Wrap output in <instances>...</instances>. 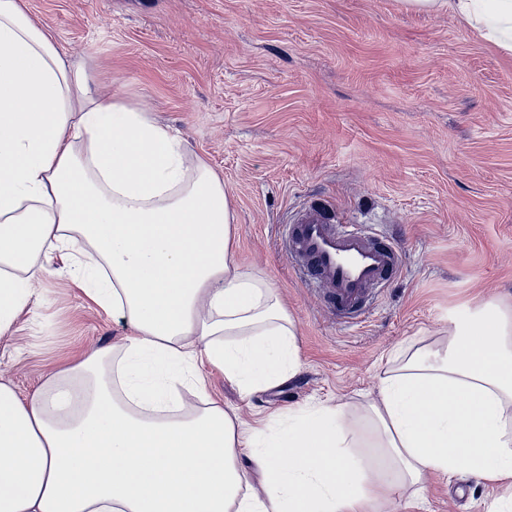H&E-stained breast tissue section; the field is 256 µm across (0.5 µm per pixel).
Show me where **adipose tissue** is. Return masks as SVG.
<instances>
[{
	"instance_id": "1",
	"label": "adipose tissue",
	"mask_w": 512,
	"mask_h": 512,
	"mask_svg": "<svg viewBox=\"0 0 512 512\" xmlns=\"http://www.w3.org/2000/svg\"><path fill=\"white\" fill-rule=\"evenodd\" d=\"M448 11L512 53V0H400ZM223 178L62 54L23 0H0V335L33 303L44 251H68L87 297L126 318L119 344L0 380V512H371L425 474L498 482L512 512V306L407 358L368 406L375 468L350 457L343 406L291 412L265 437L208 401L202 370L244 395L300 369L271 285L240 268ZM246 457L262 494H246Z\"/></svg>"
}]
</instances>
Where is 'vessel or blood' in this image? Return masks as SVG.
Wrapping results in <instances>:
<instances>
[{
  "mask_svg": "<svg viewBox=\"0 0 512 512\" xmlns=\"http://www.w3.org/2000/svg\"><path fill=\"white\" fill-rule=\"evenodd\" d=\"M288 260L345 320L358 319L401 265V252L323 203L300 208L284 228Z\"/></svg>",
  "mask_w": 512,
  "mask_h": 512,
  "instance_id": "obj_1",
  "label": "vessel or blood"
}]
</instances>
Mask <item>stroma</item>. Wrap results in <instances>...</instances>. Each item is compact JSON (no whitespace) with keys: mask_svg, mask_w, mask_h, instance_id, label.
<instances>
[{"mask_svg":"<svg viewBox=\"0 0 512 512\" xmlns=\"http://www.w3.org/2000/svg\"><path fill=\"white\" fill-rule=\"evenodd\" d=\"M105 92L178 131L224 179L235 255L293 320L301 367L246 397L208 368L209 398L271 434L289 410L344 405L350 428L400 352L444 346L485 302L512 301V54L447 12L399 0H26ZM311 199L394 237L400 275L355 322L287 259L281 226ZM37 305L0 335L20 396L73 358L119 342L60 252L40 258ZM382 512H485L498 483L426 475Z\"/></svg>","mask_w":512,"mask_h":512,"instance_id":"35a3bbf8","label":"stroma"}]
</instances>
